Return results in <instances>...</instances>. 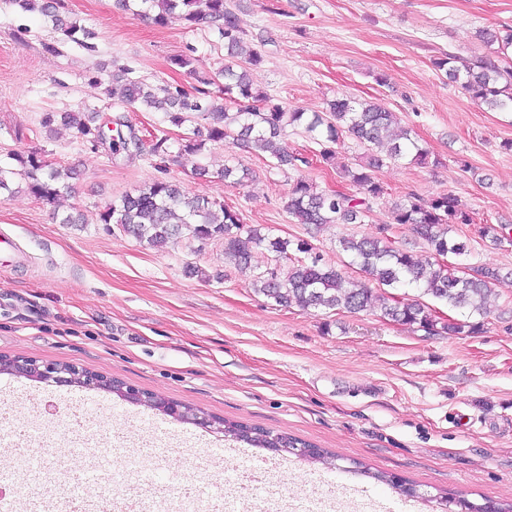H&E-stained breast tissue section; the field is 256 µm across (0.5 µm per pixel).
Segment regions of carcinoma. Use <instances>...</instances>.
Segmentation results:
<instances>
[{"label": "carcinoma", "instance_id": "carcinoma-1", "mask_svg": "<svg viewBox=\"0 0 512 512\" xmlns=\"http://www.w3.org/2000/svg\"><path fill=\"white\" fill-rule=\"evenodd\" d=\"M26 12L41 15L50 21L64 41L86 49L90 32L61 11L59 0H14ZM116 5L138 19L164 26L172 15L190 25L207 24L224 41L227 63L211 73L198 67V59L181 54L170 59L174 70H184L197 82L189 92L178 83L153 87L128 78V68L120 67L112 81L119 84L121 100L129 106H140L164 114L165 121L180 128L191 116H199L204 124L194 127L181 138L178 156L196 155L209 143L242 145L258 154H267L277 166H296L298 157L288 150L283 140L290 126H302L309 136L322 145L320 156L334 158L330 145L344 132L352 134L366 148L363 161L356 169L342 166L359 192L318 191L303 177L293 183L285 209L297 223L362 224L371 209V200L379 197L383 187L375 172L384 159L410 161L425 165L429 150L412 135V130L396 126L393 113L376 101H355L348 97L333 100L325 112L289 111L273 104L267 93L258 88L251 70L262 61L261 54L246 49L244 30L234 10L226 0H116ZM476 39L488 53L467 61L448 55L435 61V67L445 72L448 80L458 83L479 106L490 111L512 112V66L501 61L512 51V29L483 28ZM224 78V94L236 104L231 112L220 96L210 87ZM72 128L81 139L95 147L107 132L95 124V116L80 112H46L41 124L46 128L56 123ZM113 152L134 150L154 156H169L167 136L154 137L145 146H131L121 138L111 142ZM386 155H381V152ZM14 167H0V191H11L10 184L18 177L25 181L34 197L51 202L71 189L73 171L52 167L37 151L12 153ZM218 177L225 182L242 185L252 179L244 166L224 165ZM102 224H115L139 243L157 247L168 239L188 232L200 243L221 240L224 256L238 265L248 266L255 250L266 251L274 265L259 273L253 282L254 291L278 306L296 304L303 308L324 311L346 310L350 313L377 309L381 316L409 326H418L430 334H461L479 327L474 318H486L492 285L500 273L483 267H471L461 274L450 271L459 258L467 255V246L449 236L452 224L470 223L457 197L438 194L428 199L411 193L395 205L389 214V224L411 226L426 242L433 259L423 261L411 251L400 250L386 236L388 224L379 227V235L360 238L343 237L341 250L350 257V264L359 267L361 276L350 278L336 266L312 254V247L303 238L271 237L261 229L244 222L242 214L223 203L207 198L190 197L180 184L169 178L152 180L134 193L123 195L99 214ZM414 288L423 296L453 309H461L464 319L439 323L431 308L417 299L398 298L382 292L384 288ZM212 432L224 439L247 444L253 448H278L284 455L298 454L304 445L286 433H277L260 426L212 417ZM356 472L393 486L403 496H410L408 484L397 483L383 472H372L355 463Z\"/></svg>", "mask_w": 512, "mask_h": 512}]
</instances>
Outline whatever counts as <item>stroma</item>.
<instances>
[{
  "label": "stroma",
  "mask_w": 512,
  "mask_h": 512,
  "mask_svg": "<svg viewBox=\"0 0 512 512\" xmlns=\"http://www.w3.org/2000/svg\"><path fill=\"white\" fill-rule=\"evenodd\" d=\"M262 63L253 78L285 108L321 112L345 96L380 102L399 125L426 143L431 164L385 161L384 188L361 224L296 223L283 209L298 177L318 190L354 193L341 164L355 165L364 147L342 133L337 161L323 162L303 128L288 147L310 166L274 168L265 157L221 143L162 163L148 154L91 147L73 129L41 127L47 112H95L122 134L165 129L158 112L110 96L112 74L130 67L152 85L194 84L172 72L170 58L194 51L200 65H224V43L207 25L172 18L160 27L117 10L113 0H64L69 17L91 32L90 48L61 41L50 23L0 0V159L41 150L73 168L72 189L55 202L36 199L15 180L0 195V230L14 235L32 265L0 271V354L73 364L124 385L200 408L205 413L285 432L335 452V468L296 457L282 460L276 481L294 500L333 495L375 505L377 512H441V495L474 503L512 498V116L475 104L433 62L448 54H484L483 28L512 27V0H228ZM386 75V83L375 80ZM251 169L244 185L218 173L228 159ZM206 176H198V169ZM160 177L189 195L224 202L263 233L309 241L315 253L357 276L341 237L377 234L391 207L416 193L457 196L472 218L454 225L466 263L503 272L490 312L477 331L431 335L371 311L278 306L253 289L267 265L256 253L237 267L224 245L187 237L148 248L116 225L99 223L121 195ZM81 211L85 224L65 223ZM505 225L502 241L483 224ZM54 398L55 411L31 419L33 447L14 460L18 488L33 494L27 471L67 433L72 399H81L101 433L137 431L159 441V456L137 462L70 449L79 475L127 472L123 493L143 480L178 496L192 478L204 496L223 495L239 469L263 448L226 447L216 434L93 388L50 386L0 374V411L29 399ZM413 484L417 497L358 476L352 462Z\"/></svg>",
  "instance_id": "35a3bbf8"
}]
</instances>
